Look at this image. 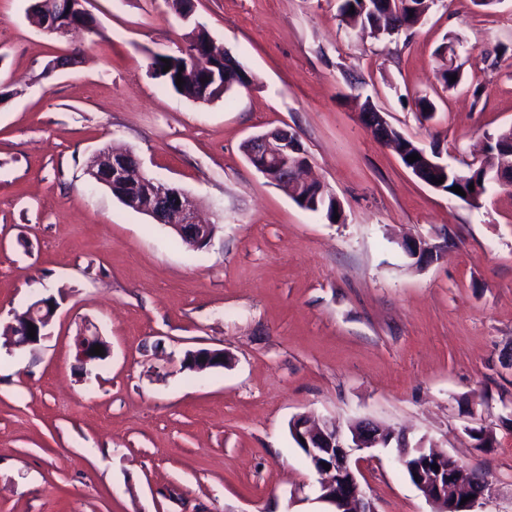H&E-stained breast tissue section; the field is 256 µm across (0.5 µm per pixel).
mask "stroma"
I'll use <instances>...</instances> for the list:
<instances>
[{
    "mask_svg": "<svg viewBox=\"0 0 512 512\" xmlns=\"http://www.w3.org/2000/svg\"><path fill=\"white\" fill-rule=\"evenodd\" d=\"M0 0V512H324L288 425L369 418L485 473L477 512H512V188L482 207L434 189L363 126L370 102L459 170L512 126V0H435L374 37L338 0H89L57 36ZM254 75L208 103L162 86L191 23ZM458 46L461 83L436 77ZM435 110L423 118L415 102ZM295 133L339 222L298 206L242 144ZM130 149L216 226L201 251L85 173ZM437 246L416 262L405 243ZM39 344L7 327L39 296ZM111 347L88 367L74 340ZM220 349L193 371L187 350ZM493 432L478 447L470 429ZM376 512H432L397 449L360 454ZM51 297H41L31 302L24 313L17 317L11 324L9 344L15 348H23L38 343L45 336V329L55 315L58 304L53 301H45ZM49 309V312H47ZM28 323L35 326V338L30 339ZM104 342L105 340L103 339L102 336L99 335L98 332L86 334V332L84 331L80 333L76 337L75 341L77 359L81 363L85 364L106 359L111 354V349L107 343V350H104V347L102 345V343ZM95 345H100L103 347V355H90V349H93Z\"/></svg>",
    "mask_w": 512,
    "mask_h": 512,
    "instance_id": "35a3bbf8",
    "label": "stroma"
}]
</instances>
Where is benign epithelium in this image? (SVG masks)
I'll list each match as a JSON object with an SVG mask.
<instances>
[{
  "label": "benign epithelium",
  "instance_id": "7a95c632",
  "mask_svg": "<svg viewBox=\"0 0 512 512\" xmlns=\"http://www.w3.org/2000/svg\"><path fill=\"white\" fill-rule=\"evenodd\" d=\"M41 17L40 27L64 36L77 26L93 27L85 0H35ZM362 123L379 140L389 139L391 127L386 116L376 110L361 113ZM422 166L414 167V175L431 187L432 177L448 171V164L424 151L420 152ZM248 162L271 183L288 188L302 205L301 196L310 183L300 179L308 165V156L298 137L284 128L253 136L246 141ZM86 174L92 182L119 194V200L129 209L145 213L156 223L169 226L184 243L194 249L211 242L216 226L197 219L188 196L179 189L168 187L148 177L140 159L131 151L104 150L91 159ZM58 304L41 297L30 303L27 311L17 317L10 328L9 344L23 348L38 343L55 315ZM35 326V338H30L28 324ZM104 343L99 333H80L76 337V356L82 363L106 359L111 350L101 355L90 349ZM196 359L198 369L224 366V351L201 348L187 351ZM290 435L301 443L307 459L320 473L329 474L321 483L319 501L330 512H375L358 476L359 460L352 459L357 451L386 448L392 441L391 432L370 420H357L345 431L334 420L297 416L289 423ZM403 467L417 474L419 486L434 505V512H475L486 486V478L475 471L460 467L446 452L425 448L418 443L407 448L400 457ZM329 464L330 469L323 468ZM436 464L439 469L431 468ZM467 497L469 501L461 503Z\"/></svg>",
  "mask_w": 512,
  "mask_h": 512
}]
</instances>
